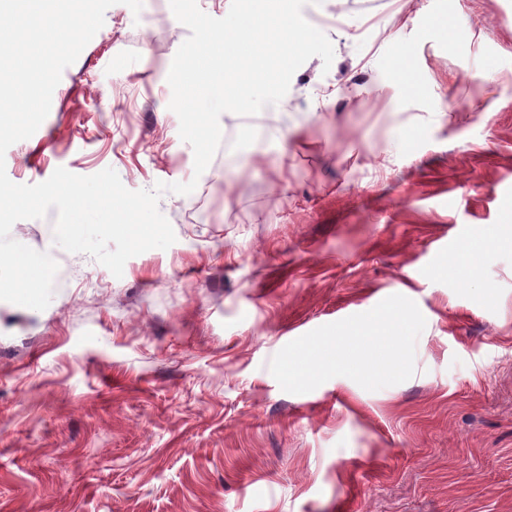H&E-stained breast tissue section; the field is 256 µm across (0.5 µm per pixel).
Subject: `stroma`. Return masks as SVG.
I'll return each mask as SVG.
<instances>
[{"label": "stroma", "instance_id": "stroma-1", "mask_svg": "<svg viewBox=\"0 0 512 512\" xmlns=\"http://www.w3.org/2000/svg\"><path fill=\"white\" fill-rule=\"evenodd\" d=\"M448 15L462 31L427 23ZM332 42L202 175L170 110L189 30L169 0L110 7L8 178L113 168L169 248L122 277L54 242L42 311L0 301V512H512V247L445 263L512 207V0H310ZM411 57L408 79L389 67ZM416 93H408L407 84ZM412 320L374 381L288 361L394 302ZM483 231L478 229L474 234V240L458 255L448 261V279H455L463 269L477 267L482 255L484 244Z\"/></svg>", "mask_w": 512, "mask_h": 512}]
</instances>
